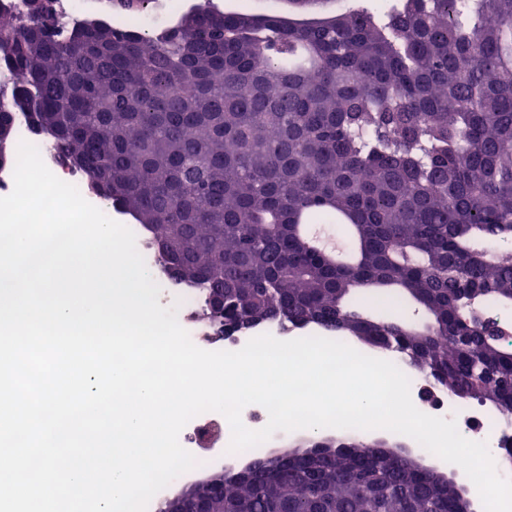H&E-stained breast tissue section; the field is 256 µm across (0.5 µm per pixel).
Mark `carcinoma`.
<instances>
[{
	"instance_id": "obj_1",
	"label": "carcinoma",
	"mask_w": 512,
	"mask_h": 512,
	"mask_svg": "<svg viewBox=\"0 0 512 512\" xmlns=\"http://www.w3.org/2000/svg\"><path fill=\"white\" fill-rule=\"evenodd\" d=\"M50 8L0 19V133L26 114L60 160L152 235L201 288L213 336L314 324L397 352L460 400L512 415V357L464 326L470 299L512 303V0H389L311 21L199 0L141 36ZM191 92H184V87ZM338 224L350 247L300 229ZM390 294L422 329L363 315ZM213 512H461L449 478L347 429L256 453Z\"/></svg>"
}]
</instances>
